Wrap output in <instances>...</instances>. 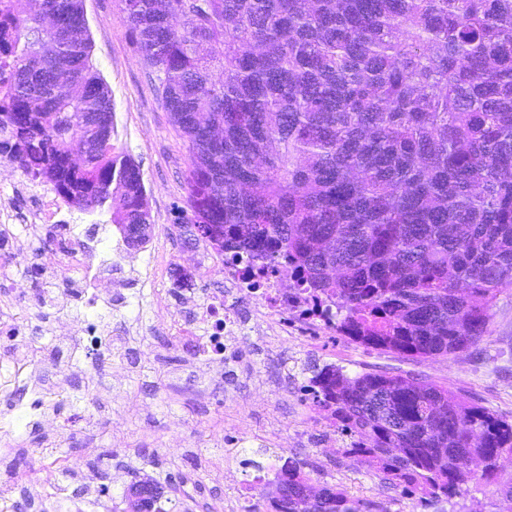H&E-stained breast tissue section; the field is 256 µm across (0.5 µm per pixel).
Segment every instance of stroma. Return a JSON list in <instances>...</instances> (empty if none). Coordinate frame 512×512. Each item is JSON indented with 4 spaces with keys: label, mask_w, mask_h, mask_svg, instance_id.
Masks as SVG:
<instances>
[{
    "label": "stroma",
    "mask_w": 512,
    "mask_h": 512,
    "mask_svg": "<svg viewBox=\"0 0 512 512\" xmlns=\"http://www.w3.org/2000/svg\"><path fill=\"white\" fill-rule=\"evenodd\" d=\"M84 11L93 63L112 92V141L141 168L153 228L139 249L126 248L106 215H83L77 225L20 224L11 240L0 241V311L51 315L23 341L0 336V388L18 404L0 417V449L12 443L24 452L30 484L28 493L13 492L0 464V489H10V503L26 512H69L61 494H94L105 486L106 508L84 512H123L127 485L149 476L167 486L164 512H201L210 495L230 502L241 480L260 473L272 481L284 456L301 463L313 487L341 488L387 512H512L506 494L512 467L493 485L420 501L383 483L341 444H329L304 393L314 371L327 366L351 377L381 371L436 382L512 421V288L499 294L487 336L448 358L409 359L331 330L301 326L284 335L258 322L241 337L238 379L227 384L226 365L194 359L190 342L169 332L174 322H192L196 304L220 287L224 264L205 244L185 247L175 221L187 197L189 144L127 35L120 0H84ZM78 236L89 243L96 267L82 296L61 273L62 254ZM152 257L170 272L184 269L186 286L170 275L168 295L156 297L130 281L122 306H113V267L138 271ZM87 319L112 339V354L96 374L90 343L77 340ZM38 380L47 394L33 411Z\"/></svg>",
    "instance_id": "stroma-1"
}]
</instances>
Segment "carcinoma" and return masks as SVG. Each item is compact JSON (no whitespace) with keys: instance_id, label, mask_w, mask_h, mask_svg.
Here are the masks:
<instances>
[{"instance_id":"1","label":"carcinoma","mask_w":512,"mask_h":512,"mask_svg":"<svg viewBox=\"0 0 512 512\" xmlns=\"http://www.w3.org/2000/svg\"><path fill=\"white\" fill-rule=\"evenodd\" d=\"M128 33L189 142L186 207L228 242L285 263L348 341L410 358L464 352L512 287V0H121ZM83 0H0V153L128 248L150 237L141 170L112 144ZM100 123L83 121L90 111ZM345 453L420 498L492 485L512 422L402 375L310 379ZM273 512H386L300 463ZM164 486L126 489L155 512Z\"/></svg>"}]
</instances>
